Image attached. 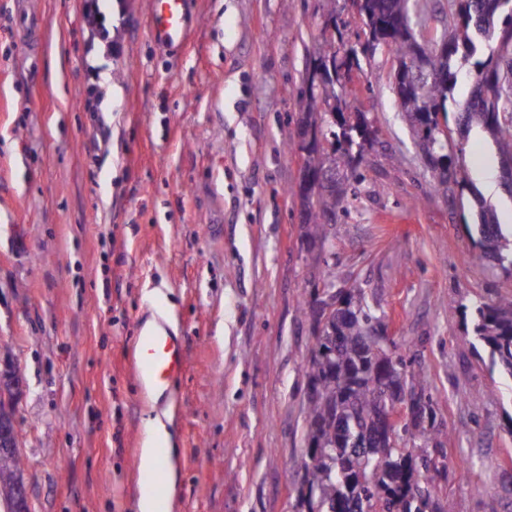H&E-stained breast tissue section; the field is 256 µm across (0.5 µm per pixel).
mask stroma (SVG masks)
<instances>
[{
  "instance_id": "stroma-1",
  "label": "stroma",
  "mask_w": 512,
  "mask_h": 512,
  "mask_svg": "<svg viewBox=\"0 0 512 512\" xmlns=\"http://www.w3.org/2000/svg\"><path fill=\"white\" fill-rule=\"evenodd\" d=\"M123 5L122 53L105 60L81 0H0V344L24 382L32 512H137L151 402L129 353L160 321L186 350L166 424L169 512H301L314 338L298 303L328 265L429 376L448 432L434 496L512 512V379L448 313L512 293V275L473 264L469 209L430 193L384 57L354 106L405 162L370 152L351 218L319 249L300 237L295 123L317 0H191L181 55L149 38L151 0ZM90 64L106 67L107 152L78 99ZM463 148L512 224L498 156L477 135Z\"/></svg>"
}]
</instances>
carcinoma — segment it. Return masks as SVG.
Returning a JSON list of instances; mask_svg holds the SVG:
<instances>
[{"label": "carcinoma", "mask_w": 512, "mask_h": 512, "mask_svg": "<svg viewBox=\"0 0 512 512\" xmlns=\"http://www.w3.org/2000/svg\"><path fill=\"white\" fill-rule=\"evenodd\" d=\"M319 2L327 21L303 77L297 126L302 135L321 125L327 146L311 149L301 168L302 236L324 245L332 226L350 214L348 197H357L366 156L379 144L367 113L349 111L350 100L357 98L364 66L385 50L410 69L411 79L396 87V102L420 154L429 162L438 156L446 160L430 191L444 198L469 191L474 223L466 228L475 245L473 260L511 273L512 229L505 232L497 223L494 207L470 183L454 148L477 130L491 140L500 159L512 161V57L497 52L512 37V0H446L440 25L431 24L425 5L418 23L407 21L410 0H356L352 42L340 30L348 23L336 15L337 0ZM486 49L488 57L475 62L471 96L459 105L457 127L440 123L460 65ZM325 60L336 64V77L319 86L312 68ZM322 171L335 172V184L317 181ZM321 283L336 284V269L322 271L300 303L301 313L315 323L325 321V329L315 333L305 363L308 427L305 451L296 460L299 499L307 512H452L430 489L431 474L441 472L433 455L447 433L427 394V374L394 350L374 351L368 336L380 317L364 289H336L335 308L323 317ZM461 315L471 318L472 335L488 349L492 365L512 379V294L479 300L462 308ZM405 393L419 406L399 431L400 446L394 447L378 423L388 405ZM22 467L18 453L0 461V489Z\"/></svg>", "instance_id": "carcinoma-1"}]
</instances>
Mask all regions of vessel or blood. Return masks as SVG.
<instances>
[{"instance_id": "b4317fda", "label": "vessel or blood", "mask_w": 512, "mask_h": 512, "mask_svg": "<svg viewBox=\"0 0 512 512\" xmlns=\"http://www.w3.org/2000/svg\"><path fill=\"white\" fill-rule=\"evenodd\" d=\"M193 25L189 0H152L149 33L157 45L171 52H182ZM131 365L147 391L166 393L184 369L182 337L166 324L140 328Z\"/></svg>"}]
</instances>
